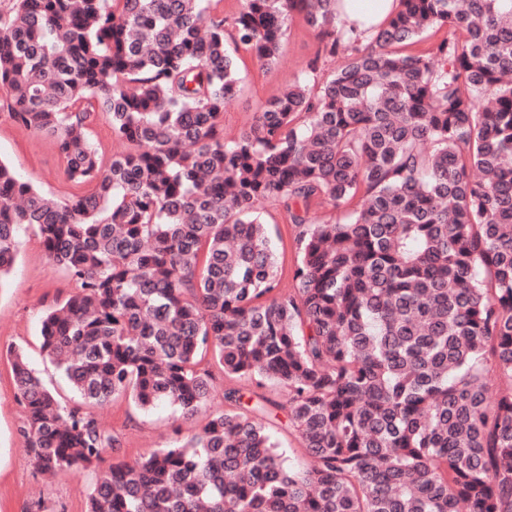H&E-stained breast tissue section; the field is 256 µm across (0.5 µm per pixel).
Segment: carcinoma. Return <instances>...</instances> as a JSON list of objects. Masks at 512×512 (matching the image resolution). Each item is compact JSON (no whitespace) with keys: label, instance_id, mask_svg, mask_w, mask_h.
I'll return each mask as SVG.
<instances>
[{"label":"carcinoma","instance_id":"1","mask_svg":"<svg viewBox=\"0 0 512 512\" xmlns=\"http://www.w3.org/2000/svg\"><path fill=\"white\" fill-rule=\"evenodd\" d=\"M221 2L0 14V117L49 137L78 188L55 198L0 160V279L32 229L76 281L40 349L89 406L188 419L210 396L208 354L287 399L230 388L199 431L102 468L118 439L12 346L34 469L98 470L87 512H512V0H395L363 31L339 22L341 0H244L229 33ZM294 11L316 37L303 77L224 139L235 52L275 65ZM100 114L124 146L106 162ZM356 197L342 222L310 217ZM265 200L297 229L289 293ZM269 403L312 467L285 463Z\"/></svg>","mask_w":512,"mask_h":512}]
</instances>
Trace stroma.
Listing matches in <instances>:
<instances>
[{
	"instance_id": "stroma-1",
	"label": "stroma",
	"mask_w": 512,
	"mask_h": 512,
	"mask_svg": "<svg viewBox=\"0 0 512 512\" xmlns=\"http://www.w3.org/2000/svg\"><path fill=\"white\" fill-rule=\"evenodd\" d=\"M315 34L302 16H294L284 36L282 55L272 68L260 67L246 51H239L241 91L224 113V135L236 137L250 123L254 112L302 75L315 48ZM0 160L16 174L45 192L68 193L64 163L55 144L46 137L0 120ZM258 212L267 224L281 273V286L293 289L294 271L300 259L296 228L288 224L278 202H262ZM76 283L48 258L33 230L23 231L13 271L0 279V512H86L87 494L95 481L91 470L47 478L31 465L30 449L19 430L25 410L15 390L12 368L5 355L8 347L25 349L31 365L54 386L62 401L73 402L69 388L40 352V318L47 307L73 294ZM263 393L277 401L268 427L280 444L287 462H304V451L290 424L284 391L266 385ZM100 425L119 436L122 455L132 460L168 444L173 438L174 413L160 405L144 412L117 399L96 409Z\"/></svg>"
}]
</instances>
